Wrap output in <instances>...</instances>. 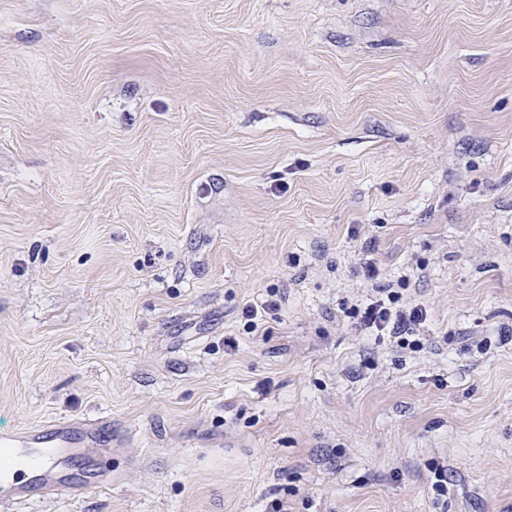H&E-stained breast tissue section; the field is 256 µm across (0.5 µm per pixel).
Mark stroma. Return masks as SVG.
<instances>
[{
  "label": "stroma",
  "mask_w": 512,
  "mask_h": 512,
  "mask_svg": "<svg viewBox=\"0 0 512 512\" xmlns=\"http://www.w3.org/2000/svg\"><path fill=\"white\" fill-rule=\"evenodd\" d=\"M100 417L0 512H512V0H0V435ZM366 268L367 278L375 281L372 284L375 294L352 305L349 316L357 320L359 327L376 332V336L386 335L397 339L398 343L410 345L409 337L414 336L416 326L427 319L426 308L415 300L403 301L393 281L381 283L376 268L372 265Z\"/></svg>",
  "instance_id": "obj_1"
}]
</instances>
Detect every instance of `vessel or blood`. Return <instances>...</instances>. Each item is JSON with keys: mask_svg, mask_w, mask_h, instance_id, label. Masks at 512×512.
Wrapping results in <instances>:
<instances>
[{"mask_svg": "<svg viewBox=\"0 0 512 512\" xmlns=\"http://www.w3.org/2000/svg\"><path fill=\"white\" fill-rule=\"evenodd\" d=\"M108 418L47 420L24 431L0 436L12 463L0 468V499L7 501L56 497L74 492L63 465L89 460L98 445L111 443Z\"/></svg>", "mask_w": 512, "mask_h": 512, "instance_id": "1", "label": "vessel or blood"}]
</instances>
